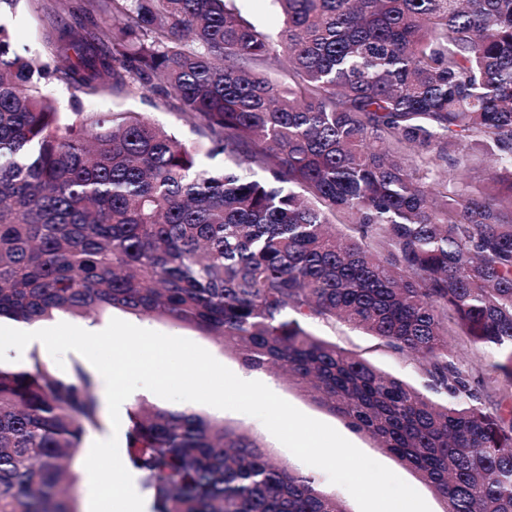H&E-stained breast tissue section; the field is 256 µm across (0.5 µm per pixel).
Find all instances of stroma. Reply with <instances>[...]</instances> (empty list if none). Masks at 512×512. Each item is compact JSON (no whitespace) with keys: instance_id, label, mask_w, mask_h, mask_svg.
I'll use <instances>...</instances> for the list:
<instances>
[{"instance_id":"stroma-1","label":"stroma","mask_w":512,"mask_h":512,"mask_svg":"<svg viewBox=\"0 0 512 512\" xmlns=\"http://www.w3.org/2000/svg\"><path fill=\"white\" fill-rule=\"evenodd\" d=\"M42 3L43 0H27L22 10H19L10 22L18 50L35 59L43 56L42 43L38 34V15ZM85 107L95 111L149 113L152 119L160 125L177 131L189 150L200 161H207L212 151L213 143L209 137L192 130L177 111L158 105L155 98L135 97L94 100L86 102ZM114 318L122 319L141 328L192 340L209 351L219 362L230 368L241 379L263 382L273 392L303 413L331 425L341 435L347 436L348 440L365 454L387 466L410 486L417 489L429 505L431 512H442L444 507L442 499L424 484H421L412 471L402 467L389 453L376 448L368 437L349 432L341 418L313 402L296 386L264 371L245 370L233 352L223 349L214 340L191 327L176 326L164 320H153L118 309L95 313L89 316L88 321L92 324L105 326ZM313 330L316 334L324 336L342 347L360 352L370 363L395 377L417 386L424 383L416 361L400 357L387 349L379 347L374 337L363 335L358 330L341 323L333 325L319 323L314 325ZM194 409L199 413L224 421L228 426L249 432L267 448H270L278 458L290 461L291 465H298V458L293 457L292 453L257 418L238 412L219 410L199 403L195 404Z\"/></svg>"}]
</instances>
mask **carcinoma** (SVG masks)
I'll return each instance as SVG.
<instances>
[{"instance_id": "1", "label": "carcinoma", "mask_w": 512, "mask_h": 512, "mask_svg": "<svg viewBox=\"0 0 512 512\" xmlns=\"http://www.w3.org/2000/svg\"><path fill=\"white\" fill-rule=\"evenodd\" d=\"M274 2L275 40L235 0H54L43 64L0 22V317L193 327L373 440L444 512H512V0ZM146 92L224 165L144 113L83 111ZM338 321L417 361L425 390L311 331ZM450 338L489 354L493 386ZM101 428L80 362L0 366V512H77L70 462ZM125 448L152 512H348L189 407L134 405ZM452 355L456 363L468 371L472 377V380H486L488 377V372L485 370V359L476 358L471 353L469 347L463 344L453 343L452 346Z\"/></svg>"}]
</instances>
